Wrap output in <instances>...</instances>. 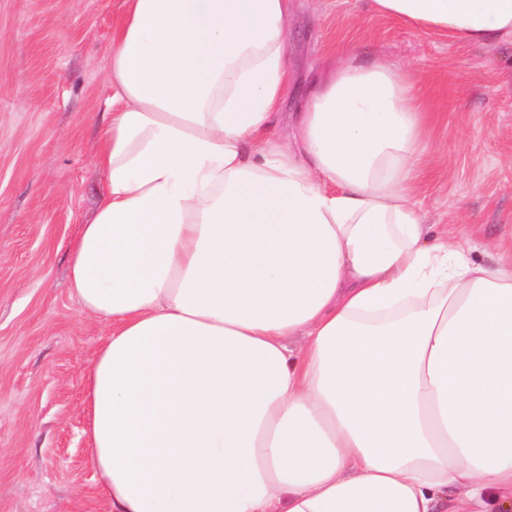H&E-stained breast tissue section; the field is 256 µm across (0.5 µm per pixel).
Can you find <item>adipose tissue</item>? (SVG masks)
Segmentation results:
<instances>
[{"mask_svg":"<svg viewBox=\"0 0 512 512\" xmlns=\"http://www.w3.org/2000/svg\"><path fill=\"white\" fill-rule=\"evenodd\" d=\"M477 46L512 0H369ZM70 291L109 512H490L512 503V259L413 201L428 113L349 54L294 90L292 0H124Z\"/></svg>","mask_w":512,"mask_h":512,"instance_id":"1","label":"adipose tissue"}]
</instances>
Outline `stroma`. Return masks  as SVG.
<instances>
[{
    "label": "stroma",
    "instance_id": "35a3bbf8",
    "mask_svg": "<svg viewBox=\"0 0 512 512\" xmlns=\"http://www.w3.org/2000/svg\"><path fill=\"white\" fill-rule=\"evenodd\" d=\"M299 86L345 53L410 70L442 165L414 200L461 224L486 265L512 249V45L474 46L371 14L367 0H294ZM123 0H0V512H109L83 433L82 375L110 333L69 289L68 248L104 180L112 26Z\"/></svg>",
    "mask_w": 512,
    "mask_h": 512
}]
</instances>
